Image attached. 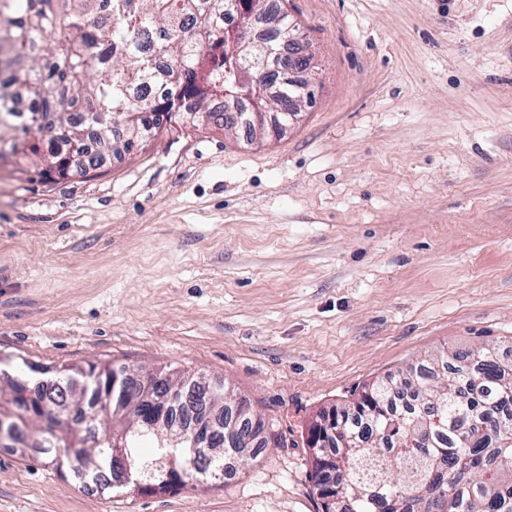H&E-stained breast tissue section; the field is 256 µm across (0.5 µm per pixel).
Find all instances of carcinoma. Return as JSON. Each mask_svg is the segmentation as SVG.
Returning a JSON list of instances; mask_svg holds the SVG:
<instances>
[{
  "instance_id": "obj_1",
  "label": "carcinoma",
  "mask_w": 512,
  "mask_h": 512,
  "mask_svg": "<svg viewBox=\"0 0 512 512\" xmlns=\"http://www.w3.org/2000/svg\"><path fill=\"white\" fill-rule=\"evenodd\" d=\"M225 0H0V20L10 29L18 68L11 83L29 99L26 112H15L11 98L0 96V142L21 133L23 154L40 174L62 170L69 140L81 148L92 125L97 150L122 155L164 126L190 125L194 112L206 113L218 128L224 118L212 110L224 91L246 93L266 112L288 111V83L273 82L258 65L240 77L243 55L262 60L265 41L288 26L289 15L263 13L264 35L229 27ZM54 36V52L44 39ZM123 364H90L85 387L76 389L74 369L57 368L59 384L34 402L33 412L58 427L66 447L76 437L58 415L76 405L84 427H96L95 450L74 453L56 468L62 477L82 472L96 460L105 466L112 443L127 448L142 467L165 449L156 434L126 431L122 420L101 411L123 398L137 399L140 382L112 374ZM196 393L228 405L226 384L218 389L189 373ZM336 427L345 441L324 448L333 468L313 467L321 490L322 512H512V362L489 347L473 358L470 350L434 354L409 375L374 381L353 401L333 406ZM372 428L386 455L358 446L359 434ZM177 478L156 481L155 493L203 484L191 454L176 455Z\"/></svg>"
}]
</instances>
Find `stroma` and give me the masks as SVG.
<instances>
[{"instance_id": "1", "label": "stroma", "mask_w": 512, "mask_h": 512, "mask_svg": "<svg viewBox=\"0 0 512 512\" xmlns=\"http://www.w3.org/2000/svg\"><path fill=\"white\" fill-rule=\"evenodd\" d=\"M315 101L280 137L160 130L98 173L0 165V371L224 380L277 447L109 497L0 450V512H321L322 407L432 352L512 354V0H278Z\"/></svg>"}]
</instances>
